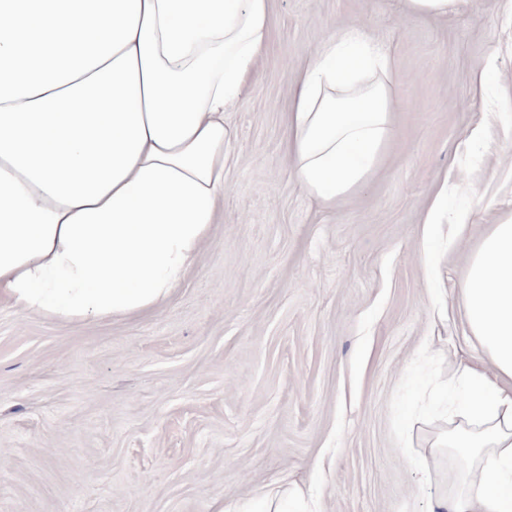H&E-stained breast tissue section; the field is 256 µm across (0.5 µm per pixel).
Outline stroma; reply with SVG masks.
Returning a JSON list of instances; mask_svg holds the SVG:
<instances>
[{"instance_id":"1","label":"stroma","mask_w":512,"mask_h":512,"mask_svg":"<svg viewBox=\"0 0 512 512\" xmlns=\"http://www.w3.org/2000/svg\"><path fill=\"white\" fill-rule=\"evenodd\" d=\"M258 73L224 123V200L158 308L96 322L0 300V512H231L302 489L317 512H429L459 457L458 296L512 216V0H270ZM389 49L394 134L356 192L294 181L284 114L348 24ZM447 187L436 224L423 219ZM407 10L412 14L448 16L459 0H405Z\"/></svg>"}]
</instances>
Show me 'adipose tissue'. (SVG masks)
<instances>
[{"label": "adipose tissue", "mask_w": 512, "mask_h": 512, "mask_svg": "<svg viewBox=\"0 0 512 512\" xmlns=\"http://www.w3.org/2000/svg\"><path fill=\"white\" fill-rule=\"evenodd\" d=\"M270 0H0V297L85 322L164 303L224 198V114L257 73ZM388 50L354 26L315 51L285 116L295 182L332 205L390 140ZM460 300L439 447L468 463L430 512H512V219Z\"/></svg>", "instance_id": "obj_1"}]
</instances>
